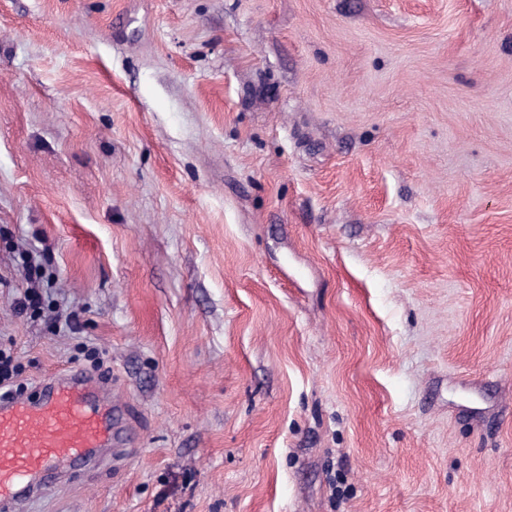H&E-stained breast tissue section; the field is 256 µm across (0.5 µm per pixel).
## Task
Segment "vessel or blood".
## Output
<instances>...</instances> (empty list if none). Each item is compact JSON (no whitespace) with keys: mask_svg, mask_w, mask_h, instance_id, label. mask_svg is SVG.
<instances>
[{"mask_svg":"<svg viewBox=\"0 0 512 512\" xmlns=\"http://www.w3.org/2000/svg\"><path fill=\"white\" fill-rule=\"evenodd\" d=\"M112 388L71 368L48 376L37 400L0 398V512H19L56 484L62 463L111 448Z\"/></svg>","mask_w":512,"mask_h":512,"instance_id":"vessel-or-blood-1","label":"vessel or blood"}]
</instances>
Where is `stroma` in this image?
I'll return each mask as SVG.
<instances>
[{
  "label": "stroma",
  "mask_w": 512,
  "mask_h": 512,
  "mask_svg": "<svg viewBox=\"0 0 512 512\" xmlns=\"http://www.w3.org/2000/svg\"><path fill=\"white\" fill-rule=\"evenodd\" d=\"M0 350L22 512H512V0H0ZM116 409L110 383L79 368L45 378L35 401L1 396L0 509L16 511L56 484L61 463L111 448Z\"/></svg>",
  "instance_id": "obj_1"
}]
</instances>
